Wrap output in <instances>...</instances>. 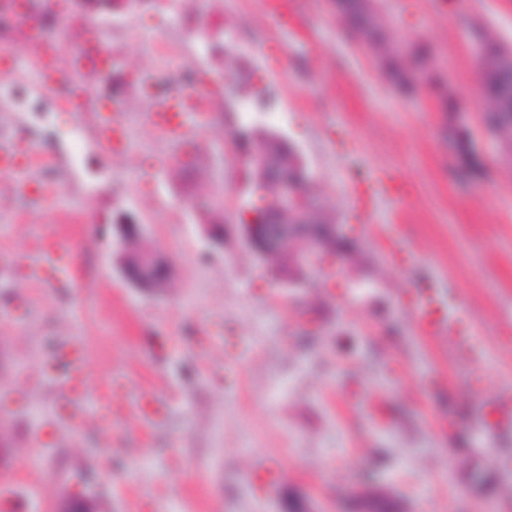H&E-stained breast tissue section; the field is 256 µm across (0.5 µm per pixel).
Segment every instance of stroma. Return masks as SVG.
<instances>
[{
  "mask_svg": "<svg viewBox=\"0 0 512 512\" xmlns=\"http://www.w3.org/2000/svg\"><path fill=\"white\" fill-rule=\"evenodd\" d=\"M296 2L284 26L265 0H224V39L244 64L225 68L222 109L198 126L210 163L196 177L159 169L162 142L127 105L137 144L119 154L75 138L69 112L37 130L60 161L80 160L29 220L0 206V311L30 298L17 324L0 325V468L26 473L41 512H58L67 489L125 512L112 485L130 476L147 491L138 512H512V436L480 427L483 399L512 394V146L482 124L477 47L512 46V0H376L392 37L429 50V80L411 98L331 0ZM278 64L285 77L270 76ZM242 126L296 146L348 235L334 276L285 282L235 224L220 246L201 234L181 189L202 183L227 210L245 198L231 135ZM82 205L90 223H65ZM123 206L142 227L127 245L173 266L165 287L124 279L112 220ZM389 227L410 265L389 259ZM50 232L76 248L75 286L25 277L32 242ZM427 286L481 329L470 356L424 337L401 306ZM73 341L88 389L66 419L50 371ZM437 376L447 389H431ZM113 387L128 408L115 425L97 402ZM149 396L163 403L154 420L139 413ZM278 461L281 479L256 497L250 474Z\"/></svg>",
  "mask_w": 512,
  "mask_h": 512,
  "instance_id": "35a3bbf8",
  "label": "stroma"
}]
</instances>
